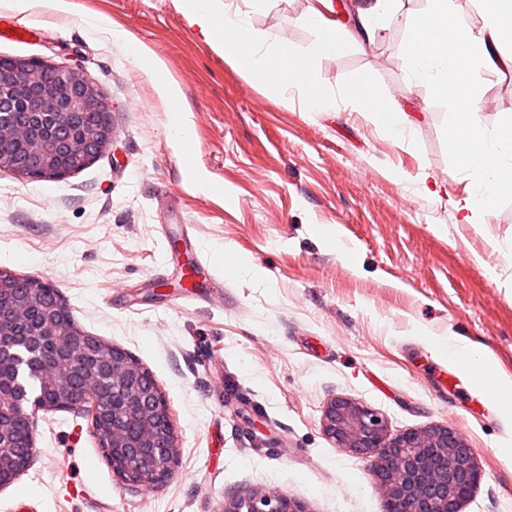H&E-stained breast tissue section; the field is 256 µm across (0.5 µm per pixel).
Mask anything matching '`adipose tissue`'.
I'll use <instances>...</instances> for the list:
<instances>
[{
  "mask_svg": "<svg viewBox=\"0 0 512 512\" xmlns=\"http://www.w3.org/2000/svg\"><path fill=\"white\" fill-rule=\"evenodd\" d=\"M176 8L190 24L199 27L206 41L223 52L225 59L236 64L247 78L273 96H285L290 83L301 85L312 112L335 109V98L323 93L316 80L314 62L340 55L346 40L336 27L334 10L329 0H317L306 16L314 39L300 52L288 44L271 40L261 30L249 26L239 8L231 0H173ZM357 99L369 102L382 132L399 138L410 130L412 123L402 112L389 111L387 103L370 82L354 90Z\"/></svg>",
  "mask_w": 512,
  "mask_h": 512,
  "instance_id": "adipose-tissue-1",
  "label": "adipose tissue"
}]
</instances>
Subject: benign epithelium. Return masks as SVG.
<instances>
[{
    "mask_svg": "<svg viewBox=\"0 0 512 512\" xmlns=\"http://www.w3.org/2000/svg\"><path fill=\"white\" fill-rule=\"evenodd\" d=\"M30 103L33 120L18 124L16 106ZM81 112L109 115V107L86 74L66 65L19 58L0 70V170L30 178H63L92 163L112 142V132L90 133L77 126ZM21 144L26 156L7 153ZM61 353L84 390L96 396L99 419L112 434V471L124 483L154 487L170 479L177 466L175 437L164 395L150 373L125 350L98 336L71 334L60 339L55 310L30 299L0 312V372L23 364L43 376L52 364L44 347ZM68 375L54 374L34 396L14 393L12 413L52 410L49 395L66 394ZM321 426L337 447L373 458V474L399 512H460L482 478L466 439L447 427L389 431L375 410L343 397L325 403ZM10 427L0 418V484L16 473L5 467L11 456ZM224 512H307L278 493H239Z\"/></svg>",
    "mask_w": 512,
    "mask_h": 512,
    "instance_id": "7a95c632",
    "label": "benign epithelium"
}]
</instances>
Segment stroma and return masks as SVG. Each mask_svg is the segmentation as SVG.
Instances as JSON below:
<instances>
[{
	"label": "stroma",
	"mask_w": 512,
	"mask_h": 512,
	"mask_svg": "<svg viewBox=\"0 0 512 512\" xmlns=\"http://www.w3.org/2000/svg\"><path fill=\"white\" fill-rule=\"evenodd\" d=\"M312 0L249 11L295 49L313 40ZM104 16L99 28L88 17ZM27 28L24 39L4 29ZM122 29L161 60L146 72ZM348 44L316 64L332 112L298 88L267 95L216 52L172 0H0V57L82 69L110 106L111 145L62 179L0 172V268L49 281L82 329L137 359L164 395L175 475L123 483L91 417L36 411L29 466L0 487L37 512H222L241 492L276 491L307 512H386L371 458L323 434L331 396L375 409L391 432L443 425L473 448L482 479L462 512H512V204L466 223L449 201L446 112L408 80L406 29L371 39L341 14ZM476 35H488L478 27ZM491 36V35H488ZM478 72L493 128L512 114V42L491 36ZM371 79L414 135H384L350 94ZM179 84L183 97L159 91ZM194 146L170 136L177 113ZM241 266L228 273L219 252ZM203 262L211 280L184 283ZM459 336L487 373L434 356Z\"/></svg>",
	"instance_id": "1"
}]
</instances>
